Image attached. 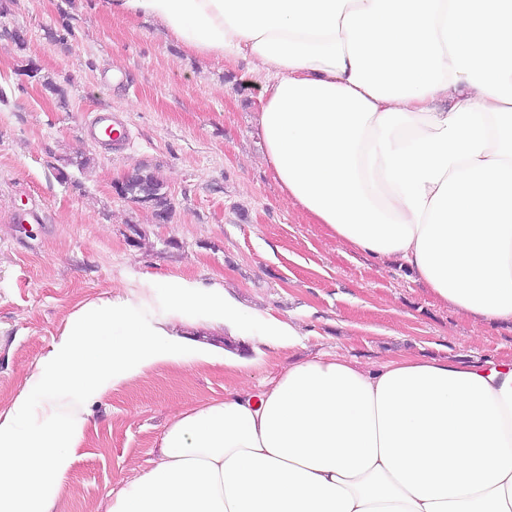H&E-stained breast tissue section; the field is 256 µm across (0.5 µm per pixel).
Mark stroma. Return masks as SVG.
Instances as JSON below:
<instances>
[{
	"mask_svg": "<svg viewBox=\"0 0 512 512\" xmlns=\"http://www.w3.org/2000/svg\"><path fill=\"white\" fill-rule=\"evenodd\" d=\"M68 21L72 35L47 37ZM0 25L28 35L27 53L68 89L66 107L16 72L0 39V411L84 302L146 277L223 281L245 308L302 323L292 349L270 350L248 374L161 367L91 405L57 512H108L113 489L155 459L174 413L263 387L289 363L340 351L359 364L403 357L479 364L512 360V324L484 323L441 302L408 270L376 266L337 245L288 204L263 158L260 86L245 62L204 58L151 19L114 17L98 0H14ZM111 110L126 141L88 133ZM92 153L91 173L57 179L63 158ZM147 163L163 177L170 222L124 202L113 182Z\"/></svg>",
	"mask_w": 512,
	"mask_h": 512,
	"instance_id": "35a3bbf8",
	"label": "stroma"
}]
</instances>
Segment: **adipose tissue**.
Masks as SVG:
<instances>
[{"mask_svg":"<svg viewBox=\"0 0 512 512\" xmlns=\"http://www.w3.org/2000/svg\"><path fill=\"white\" fill-rule=\"evenodd\" d=\"M195 51L246 60L288 201L439 300L512 322V0H101ZM163 289L167 311L147 313ZM300 324L222 283L145 278L77 306L0 412V512H54L87 404L160 366L234 367L192 329ZM109 512H512V361L341 353L176 414Z\"/></svg>","mask_w":512,"mask_h":512,"instance_id":"obj_1","label":"adipose tissue"}]
</instances>
